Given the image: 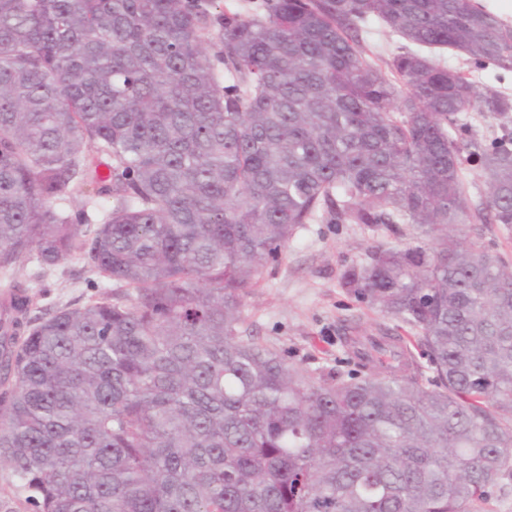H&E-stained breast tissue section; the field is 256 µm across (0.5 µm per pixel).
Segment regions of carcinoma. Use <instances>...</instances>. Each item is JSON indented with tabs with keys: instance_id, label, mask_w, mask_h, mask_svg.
<instances>
[{
	"instance_id": "carcinoma-1",
	"label": "carcinoma",
	"mask_w": 512,
	"mask_h": 512,
	"mask_svg": "<svg viewBox=\"0 0 512 512\" xmlns=\"http://www.w3.org/2000/svg\"><path fill=\"white\" fill-rule=\"evenodd\" d=\"M372 17L512 70V27L474 0H266L224 14L222 72L193 0H0V462L34 512H479L512 471V263L463 232L512 229V131L478 153L484 213L457 137L512 96L417 52L379 66ZM88 189L111 198L94 226L63 207ZM324 214L426 238L341 283L433 375L403 336L336 372L240 336ZM76 255L110 291L31 317L15 266Z\"/></svg>"
}]
</instances>
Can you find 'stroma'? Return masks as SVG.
Masks as SVG:
<instances>
[{"label": "stroma", "instance_id": "35a3bbf8", "mask_svg": "<svg viewBox=\"0 0 512 512\" xmlns=\"http://www.w3.org/2000/svg\"><path fill=\"white\" fill-rule=\"evenodd\" d=\"M446 68L470 72L484 92L512 94V71L495 67L475 68L464 56L448 50L435 52ZM468 131L462 136V177L469 203L486 199L487 187L472 152L475 143H488L501 125L468 113ZM415 225L395 224L375 231L364 224H330L315 220L298 228L279 261L268 264L242 310L245 336L287 350L288 360L301 368H346L352 349L346 338L351 331L362 336L409 335L398 319L357 301L341 287V276L351 266L365 264L372 248H403L422 243ZM83 258H68L44 277L36 266L23 262L16 268L19 279L28 281L37 297V314L65 304L81 305L98 291L87 282Z\"/></svg>", "mask_w": 512, "mask_h": 512}]
</instances>
